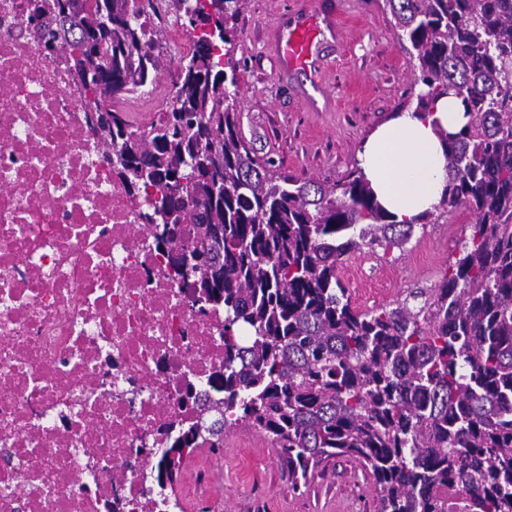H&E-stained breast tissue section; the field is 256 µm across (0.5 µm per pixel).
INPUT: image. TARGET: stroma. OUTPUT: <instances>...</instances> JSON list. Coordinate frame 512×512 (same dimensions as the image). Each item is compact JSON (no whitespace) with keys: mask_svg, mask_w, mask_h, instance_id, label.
I'll use <instances>...</instances> for the list:
<instances>
[{"mask_svg":"<svg viewBox=\"0 0 512 512\" xmlns=\"http://www.w3.org/2000/svg\"><path fill=\"white\" fill-rule=\"evenodd\" d=\"M290 0H248L238 22L241 131L258 157L319 183L340 180L352 169L369 134L409 98L412 75L390 10L370 0H330L346 17L340 42L326 45L322 84L333 97L323 112L308 111L299 96L308 77L289 78L271 48L274 28ZM474 217L460 210L415 231L403 250L382 256L361 250L340 265L354 306L366 311L437 283L456 241ZM209 479L200 505L205 512H377L378 492L359 464L339 456L324 462L307 490H289L285 466L269 439L242 425L220 450L199 448L174 485L181 494L194 472Z\"/></svg>","mask_w":512,"mask_h":512,"instance_id":"obj_1","label":"stroma"}]
</instances>
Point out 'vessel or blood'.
I'll return each instance as SVG.
<instances>
[{"instance_id":"obj_1","label":"vessel or blood","mask_w":512,"mask_h":512,"mask_svg":"<svg viewBox=\"0 0 512 512\" xmlns=\"http://www.w3.org/2000/svg\"><path fill=\"white\" fill-rule=\"evenodd\" d=\"M335 30V15L322 6L291 10L275 29V51L283 74L318 77L323 69V40Z\"/></svg>"}]
</instances>
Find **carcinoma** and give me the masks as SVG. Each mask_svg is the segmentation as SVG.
Returning <instances> with one entry per match:
<instances>
[{
    "label": "carcinoma",
    "mask_w": 512,
    "mask_h": 512,
    "mask_svg": "<svg viewBox=\"0 0 512 512\" xmlns=\"http://www.w3.org/2000/svg\"><path fill=\"white\" fill-rule=\"evenodd\" d=\"M420 87L415 110L452 96L470 117L444 134L438 206L399 224L360 167L331 185L257 158L240 130L237 21L245 0H172L196 32L173 107L148 132L122 112L97 131L153 221L192 224L177 274L224 309V396L171 446L177 466L246 422L301 490L324 461L368 469L378 512H512V0H385ZM43 29L100 103L156 81L159 33L130 0H53ZM460 208L475 218L438 284L359 312L339 276L356 250L402 249Z\"/></svg>",
    "instance_id": "carcinoma-1"
}]
</instances>
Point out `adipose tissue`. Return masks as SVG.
I'll list each match as a JSON object with an SVG mask.
<instances>
[{"label":"adipose tissue","mask_w":512,"mask_h":512,"mask_svg":"<svg viewBox=\"0 0 512 512\" xmlns=\"http://www.w3.org/2000/svg\"><path fill=\"white\" fill-rule=\"evenodd\" d=\"M467 122L459 100L443 97L433 112L397 113L367 137L358 163L377 202L395 222H416L439 204L447 181L439 133L459 132Z\"/></svg>","instance_id":"ef3b65f1"}]
</instances>
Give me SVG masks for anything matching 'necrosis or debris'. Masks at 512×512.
I'll return each instance as SVG.
<instances>
[{"mask_svg": "<svg viewBox=\"0 0 512 512\" xmlns=\"http://www.w3.org/2000/svg\"><path fill=\"white\" fill-rule=\"evenodd\" d=\"M29 3L0 0V512H183L150 462L219 395L224 313L191 310L192 233L143 232Z\"/></svg>", "mask_w": 512, "mask_h": 512, "instance_id": "1", "label": "necrosis or debris"}]
</instances>
